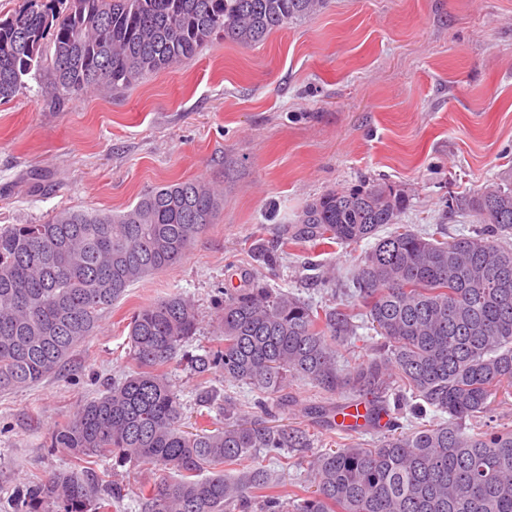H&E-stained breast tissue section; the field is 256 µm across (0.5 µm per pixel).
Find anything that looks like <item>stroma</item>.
<instances>
[{
    "label": "stroma",
    "instance_id": "obj_1",
    "mask_svg": "<svg viewBox=\"0 0 512 512\" xmlns=\"http://www.w3.org/2000/svg\"><path fill=\"white\" fill-rule=\"evenodd\" d=\"M191 179L222 189L224 204L183 260L128 287L60 372L0 393V512L37 477L74 468L71 454L45 442L131 370L132 310L189 298L199 319L192 354L218 336L214 303L224 289L260 281L331 308L350 298L372 239L314 249L293 238L321 195L385 184L407 197L399 221L414 230L449 241L478 229L474 213L451 212L448 201L512 182V0H325L259 44L213 38L195 58L126 90L55 104L31 77L0 102L2 229L44 223L61 208L122 213L147 190ZM259 239L283 251L275 267L255 260ZM335 348L346 369L379 356L384 343L365 323ZM170 379L187 423L222 421L228 398L242 413L255 410L249 385L200 377L187 362L172 365ZM206 390L215 398L203 406ZM320 396L292 378L267 400L277 423L311 439L284 464L256 454L284 495L309 487L315 454L385 436H349L311 419ZM94 469L125 489L112 512H141L139 486L177 476L109 457Z\"/></svg>",
    "mask_w": 512,
    "mask_h": 512
}]
</instances>
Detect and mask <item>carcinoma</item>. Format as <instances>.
<instances>
[{
	"instance_id": "obj_1",
	"label": "carcinoma",
	"mask_w": 512,
	"mask_h": 512,
	"mask_svg": "<svg viewBox=\"0 0 512 512\" xmlns=\"http://www.w3.org/2000/svg\"><path fill=\"white\" fill-rule=\"evenodd\" d=\"M323 0H27L0 19V100L34 74L57 96L127 88L197 56L213 37L248 45L312 15ZM221 193L199 180L164 184L120 214L62 209L43 224L0 228V391L59 371L94 334L104 310L136 281L179 262L213 223ZM473 211L475 234L441 241L406 224L404 194L372 184L328 192L298 220L315 246L375 239L358 263L361 308H321L260 284L224 291L216 308L223 340L190 357L198 374L245 382L274 396L301 377L330 394L364 396V420L390 406L418 418L376 446L350 442L310 461L314 490L290 505L267 470L264 449L308 448V435L224 405V425H183V403L167 369L196 333L198 316L180 294L129 316L133 368L103 395L77 407L47 447L78 468L50 472L19 491L13 512H112L122 489L91 459L147 462L176 479L143 486L144 512H512V429L493 424L512 394V184L455 199ZM254 258L279 254L257 243ZM369 322L387 350L345 373L332 344ZM308 413L332 423L343 406ZM235 466V476L224 467ZM210 475L202 478L203 470Z\"/></svg>"
}]
</instances>
